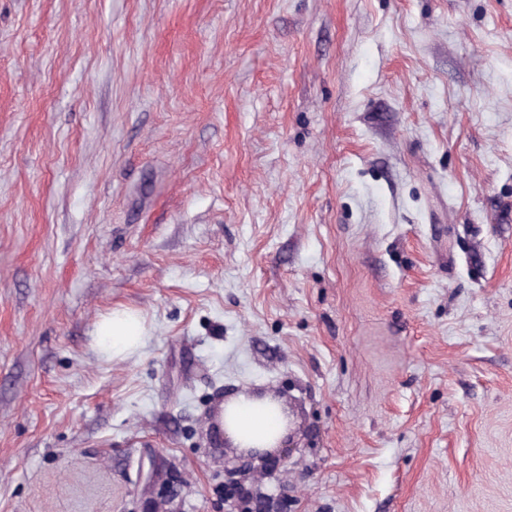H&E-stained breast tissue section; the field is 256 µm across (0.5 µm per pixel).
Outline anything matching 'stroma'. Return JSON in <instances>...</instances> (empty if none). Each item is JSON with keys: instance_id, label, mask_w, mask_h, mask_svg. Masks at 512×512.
I'll use <instances>...</instances> for the list:
<instances>
[{"instance_id": "35a3bbf8", "label": "stroma", "mask_w": 512, "mask_h": 512, "mask_svg": "<svg viewBox=\"0 0 512 512\" xmlns=\"http://www.w3.org/2000/svg\"><path fill=\"white\" fill-rule=\"evenodd\" d=\"M239 393L293 464L225 442ZM230 477L512 512V0H0V512ZM95 336L101 351L112 360H123L140 350L147 338L141 315L130 309H112L96 325Z\"/></svg>"}]
</instances>
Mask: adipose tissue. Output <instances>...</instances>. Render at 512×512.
Listing matches in <instances>:
<instances>
[{"mask_svg":"<svg viewBox=\"0 0 512 512\" xmlns=\"http://www.w3.org/2000/svg\"><path fill=\"white\" fill-rule=\"evenodd\" d=\"M101 351L123 360L140 350L147 338L141 315L130 309H116L96 325ZM222 425L226 440L239 451L266 454L288 444L290 431L280 404L272 399L238 394L223 407Z\"/></svg>","mask_w":512,"mask_h":512,"instance_id":"obj_1","label":"adipose tissue"}]
</instances>
